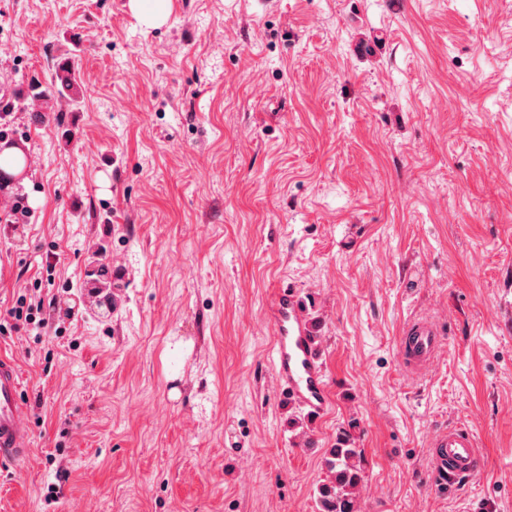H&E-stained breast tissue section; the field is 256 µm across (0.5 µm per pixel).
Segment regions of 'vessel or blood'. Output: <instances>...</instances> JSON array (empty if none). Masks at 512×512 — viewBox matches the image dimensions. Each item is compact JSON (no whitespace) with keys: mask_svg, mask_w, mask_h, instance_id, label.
Listing matches in <instances>:
<instances>
[{"mask_svg":"<svg viewBox=\"0 0 512 512\" xmlns=\"http://www.w3.org/2000/svg\"><path fill=\"white\" fill-rule=\"evenodd\" d=\"M272 367L289 400L313 414L323 413L327 390L311 322L295 289L279 291L273 304ZM445 339V331L429 318L411 320L403 330L401 345L409 376L422 374ZM30 447L28 416L21 402V378L15 362L0 355V461H19ZM434 475L441 484L458 486L480 467L474 435L451 426L437 431L430 442Z\"/></svg>","mask_w":512,"mask_h":512,"instance_id":"b4317fda","label":"vessel or blood"}]
</instances>
